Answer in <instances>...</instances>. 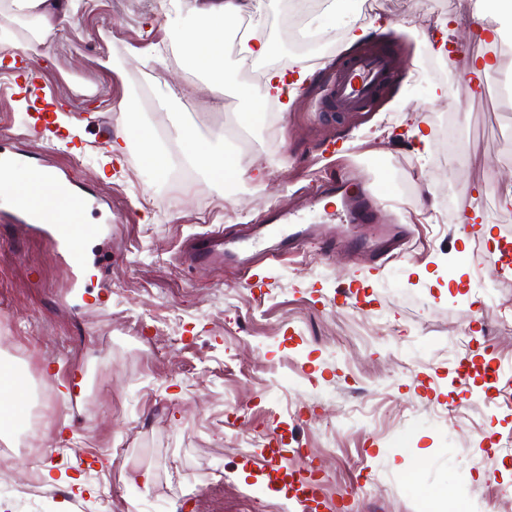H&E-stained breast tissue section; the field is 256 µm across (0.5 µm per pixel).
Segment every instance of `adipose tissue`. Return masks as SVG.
<instances>
[{
  "instance_id": "adipose-tissue-1",
  "label": "adipose tissue",
  "mask_w": 512,
  "mask_h": 512,
  "mask_svg": "<svg viewBox=\"0 0 512 512\" xmlns=\"http://www.w3.org/2000/svg\"><path fill=\"white\" fill-rule=\"evenodd\" d=\"M266 0H194L186 25L180 31L178 48L195 70L205 75L214 90H222L227 75L224 71V35L229 19L248 11L261 17ZM0 14L27 26L37 41H46L68 18L66 0H0ZM288 90L283 73L267 74L259 92L243 89L247 104L240 120L256 125L264 121V107L269 98L281 97ZM127 136L136 143L141 161L158 177H166L175 164L220 182L231 173H239L237 158L224 150V132L216 130L205 138L187 131H176L168 140H161L153 124L144 122L136 103H129Z\"/></svg>"
}]
</instances>
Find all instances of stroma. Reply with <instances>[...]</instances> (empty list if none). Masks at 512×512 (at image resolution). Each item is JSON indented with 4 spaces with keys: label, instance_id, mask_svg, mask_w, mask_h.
<instances>
[{
    "label": "stroma",
    "instance_id": "obj_1",
    "mask_svg": "<svg viewBox=\"0 0 512 512\" xmlns=\"http://www.w3.org/2000/svg\"><path fill=\"white\" fill-rule=\"evenodd\" d=\"M435 30L419 17L420 0H381L366 32L394 36L409 65L365 112L320 123L312 110L318 70L353 53L346 14H313L309 31L335 40L310 47L312 71L278 118L246 127L253 154L243 161L235 190L203 179L208 217L184 209L135 151L102 165L105 138L125 134L122 107L149 92L143 115L170 130H202L235 122L244 105L246 67L225 53L232 76L224 108L184 64L145 63L151 47H169L183 21L163 14L157 0H88L52 45L22 44L30 63L46 67L48 85L68 104L80 149L51 145L45 168L65 173L105 199L111 219L89 214L99 231L83 246L76 273L53 247L21 234L0 211V361L17 366L30 395L15 409L16 428L0 451L17 453L14 475L26 481L19 455L26 420L44 419L41 495L19 505L0 491V512H301L241 465L251 442L273 429L288 448H307L329 500L348 497L347 512H429L439 493L459 512H512V380L501 378L494 404L484 400L483 362L512 367V335L496 333L484 310L478 274L496 255L457 224L460 204L476 203L491 232L512 238V205L497 185L512 112L496 95L475 97L455 86L457 69L472 65L461 51L438 53L461 31L481 38L477 0H444ZM285 0H267L262 26L272 52L258 68L296 59L297 43L282 24ZM182 88L166 100L169 87ZM469 104V162L459 169L448 200L432 196L434 135L439 108ZM24 100L0 98V134L38 151L24 134ZM350 139L354 152L320 158L321 144ZM351 174L368 187L399 192L416 173L422 186L405 218L418 227L411 261L387 262L356 295L357 307L337 305L350 284L351 260L307 251L274 271L266 288L239 284L234 268L192 267L183 240L217 227L238 231L270 207L289 208L308 184L310 163ZM473 329L468 347L454 332ZM181 337L178 348L155 354L153 339ZM466 355L464 384L453 378ZM465 405H458L459 396ZM74 495L67 507L62 495Z\"/></svg>",
    "mask_w": 512,
    "mask_h": 512
}]
</instances>
